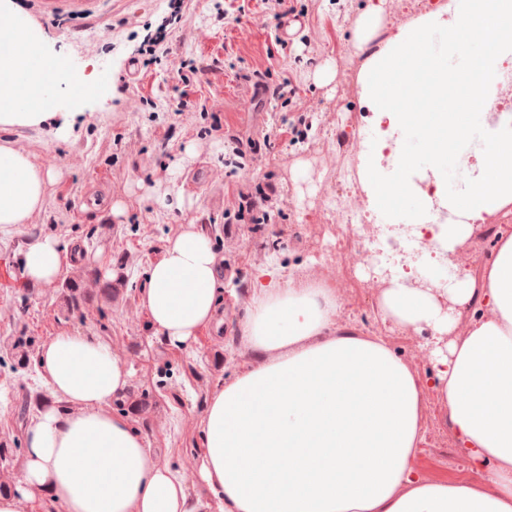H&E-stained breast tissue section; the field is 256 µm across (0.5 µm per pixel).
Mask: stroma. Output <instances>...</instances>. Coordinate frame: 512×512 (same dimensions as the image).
I'll return each mask as SVG.
<instances>
[{
	"instance_id": "1",
	"label": "stroma",
	"mask_w": 512,
	"mask_h": 512,
	"mask_svg": "<svg viewBox=\"0 0 512 512\" xmlns=\"http://www.w3.org/2000/svg\"><path fill=\"white\" fill-rule=\"evenodd\" d=\"M46 36L52 57L67 74L94 83L78 98L50 92L53 117L38 127L0 131L55 178L44 205L28 224L0 230V337L30 341L38 353L51 338L87 333L107 342L131 371L111 411L127 417L148 440L157 462L177 471L192 501L213 503L195 462L203 451L205 406L219 386L259 361L242 336L250 285L259 272L278 264L286 273L315 281L336 246V227L324 220L320 193L336 181L326 159L340 137L370 131L371 102L350 81L352 57H365L358 19L379 0H189L179 24L168 30L170 52L144 65L135 50L149 27L169 11L167 0H99L89 18L46 15L41 0H16ZM299 21L287 49L276 43L283 7ZM184 59L199 68L192 86L178 81ZM261 75L265 92L254 93ZM290 83L291 93L270 91ZM213 112L201 111V104ZM305 117L303 140L291 125ZM220 130H213V122ZM240 145L244 168L227 165L226 146ZM206 167L200 185L190 177ZM284 198L270 221H242L225 230L240 189L267 181ZM198 228L209 237L224 284V323L189 347L164 340L151 328L139 302L146 270L168 238ZM53 237L77 248L61 279L18 288L10 263L27 243ZM80 281L87 301L67 311L66 281ZM364 274L338 296L337 334L383 337L424 384L423 440L412 466L437 481L468 482L479 461L460 443L434 388L432 363L415 362V345L429 346L428 327L382 319L377 302L364 296ZM111 283L104 297L103 283ZM34 368H20L12 349H0V444L14 450L0 463V484L21 477L25 432L37 414L34 397L44 395Z\"/></svg>"
}]
</instances>
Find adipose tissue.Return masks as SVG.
Instances as JSON below:
<instances>
[{
    "label": "adipose tissue",
    "mask_w": 512,
    "mask_h": 512,
    "mask_svg": "<svg viewBox=\"0 0 512 512\" xmlns=\"http://www.w3.org/2000/svg\"><path fill=\"white\" fill-rule=\"evenodd\" d=\"M0 49V129L49 119L48 88L61 78L45 36L14 0ZM448 40L436 44L435 34ZM475 81H468L470 70ZM512 79V0H444L391 36L360 75L376 112L360 156L368 212L395 217L390 198L451 264L478 224L512 212V112L498 86ZM52 168L0 143V229L27 223L44 204ZM68 250L51 237L13 257L22 286L59 278ZM442 308L394 276L383 318L431 328L437 387L459 440L495 468L467 483L415 473L423 388L384 340L334 336L336 290L282 279L254 283L240 329L260 365L238 372L210 399L198 460L221 512H512V233L500 232L481 278L450 277ZM483 313L468 336L449 334L461 309ZM151 327L191 345L224 322V288L207 235L168 239L140 291ZM36 371L52 404L25 436L22 480L0 494V512H202L146 437L110 406L130 372L91 334L46 342Z\"/></svg>",
    "instance_id": "ef3b65f1"
}]
</instances>
